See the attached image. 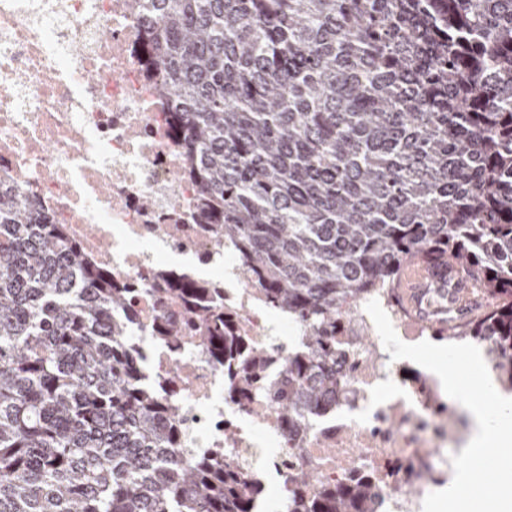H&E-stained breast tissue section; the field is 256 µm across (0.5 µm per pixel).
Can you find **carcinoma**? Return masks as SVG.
<instances>
[{"instance_id": "carcinoma-1", "label": "carcinoma", "mask_w": 512, "mask_h": 512, "mask_svg": "<svg viewBox=\"0 0 512 512\" xmlns=\"http://www.w3.org/2000/svg\"><path fill=\"white\" fill-rule=\"evenodd\" d=\"M146 68L216 224L301 342L268 382L282 427L336 392L351 305L412 260L482 280L496 303L448 319L512 391V0H143ZM215 361L241 337L203 282L164 280ZM131 289L0 181V512H253L233 458L181 451L178 413L136 375ZM287 512H375L346 481Z\"/></svg>"}]
</instances>
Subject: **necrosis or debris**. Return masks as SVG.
I'll use <instances>...</instances> for the list:
<instances>
[{
	"mask_svg": "<svg viewBox=\"0 0 512 512\" xmlns=\"http://www.w3.org/2000/svg\"><path fill=\"white\" fill-rule=\"evenodd\" d=\"M120 2L0 0V180L64 225L114 281L136 287L127 312L144 376L178 407L192 453L231 455L256 512H283L300 469L312 474V493L370 473L378 512H420L429 493L447 487L451 457L468 444L473 423L436 375L392 360L364 304L352 306L336 338L335 399L294 434L281 428L268 393L244 404L225 398L224 369L197 325L189 324L181 344L157 340L160 320L187 318L161 283L176 257L215 266L213 302L246 347L267 351L265 377L286 383L278 359L298 344L300 326L268 304L217 225L192 223L198 188L175 177L186 158L138 58L142 23ZM399 483L413 494L395 493Z\"/></svg>",
	"mask_w": 512,
	"mask_h": 512,
	"instance_id": "obj_1",
	"label": "necrosis or debris"
}]
</instances>
